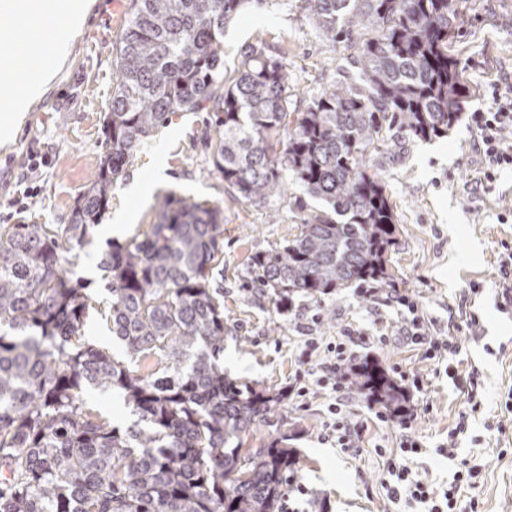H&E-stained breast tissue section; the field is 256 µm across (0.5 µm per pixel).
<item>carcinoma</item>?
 Masks as SVG:
<instances>
[{
	"mask_svg": "<svg viewBox=\"0 0 512 512\" xmlns=\"http://www.w3.org/2000/svg\"><path fill=\"white\" fill-rule=\"evenodd\" d=\"M249 2L133 0L105 152L70 223L0 225V512H284L298 464L289 435L243 449L252 427L284 421V394L242 386L220 362L224 291L209 274L221 205L163 197L148 232L108 243L97 268L117 356L83 342L94 305L64 253L92 243L134 149L170 114L209 109L212 172L240 197L283 190L284 170L305 194L298 234L254 254V287L285 311L383 284L398 227L371 156L392 128L444 136L470 90L451 53L455 0H304L327 37L356 46L357 70L290 111L286 64L259 44L222 88L224 24ZM344 373L406 418L408 395L378 359L352 358ZM88 387L119 391L135 419L113 425L83 400Z\"/></svg>",
	"mask_w": 512,
	"mask_h": 512,
	"instance_id": "obj_1",
	"label": "carcinoma"
}]
</instances>
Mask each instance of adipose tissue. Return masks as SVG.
I'll use <instances>...</instances> for the list:
<instances>
[{
    "label": "adipose tissue",
    "mask_w": 512,
    "mask_h": 512,
    "mask_svg": "<svg viewBox=\"0 0 512 512\" xmlns=\"http://www.w3.org/2000/svg\"><path fill=\"white\" fill-rule=\"evenodd\" d=\"M90 0H49V12L59 14L62 37L57 44L53 58L41 66V79L32 82L24 77L13 75V61L0 60V71L9 73V81L0 83V105L6 106V116L0 117V143H8L15 127L25 112L43 95L45 87L53 81L61 62L67 57L69 41L81 30Z\"/></svg>",
    "instance_id": "obj_1"
}]
</instances>
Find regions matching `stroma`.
<instances>
[{
    "label": "stroma",
    "mask_w": 512,
    "mask_h": 512,
    "mask_svg": "<svg viewBox=\"0 0 512 512\" xmlns=\"http://www.w3.org/2000/svg\"><path fill=\"white\" fill-rule=\"evenodd\" d=\"M131 15L132 0H94L67 62L11 144L0 146V225L69 223L104 152L115 45ZM256 44L282 58L290 107L297 111L336 84L354 53L349 43L322 35L304 0H264L246 6L224 29L225 82L237 78L245 49ZM453 50L473 91L461 106L463 118L447 136L432 140L390 131L386 148L371 164L386 186L399 228L388 253L390 283L418 303L432 335L454 338L457 354L424 359L422 348L402 334L407 309L370 308L356 288L318 301L296 299L286 312L259 293L249 278V259L297 234L301 214L294 199L300 190L292 185L287 194L257 203L238 198L212 171L209 112L173 113L133 151L92 245L68 255L73 277L88 279L89 294L102 300L98 254L107 241L122 243L149 231L157 221L158 199L172 194L222 205L223 252L212 277L224 289V371L238 383L287 393L281 429L253 428L244 445L261 448L276 432L291 434L290 445L300 453L299 487L289 499L294 512H311L315 499L325 502V512H390L388 459L407 435L423 444L408 465L432 488L451 481L461 460H473L481 472L465 497L477 500L479 512H512V313L502 310L497 289L501 244L512 242V168L502 167L494 182L482 184L484 161L466 118L494 109V86H512V0H460ZM34 146L49 164L36 181V195L17 206L13 200L25 188ZM136 181L149 184L146 195L130 194ZM474 285L479 293H471ZM470 314L480 319L475 336L464 323ZM353 330L366 333V340L347 341ZM309 331L325 343H346L354 357L378 359L394 380L423 375L424 390L409 393L407 427L377 420V406L354 393L346 416L367 424L360 452H345L328 440L329 391L313 386L303 397L291 391L303 368ZM473 399L481 404L475 412ZM460 422L465 430L457 433L451 460L441 449Z\"/></svg>",
    "instance_id": "stroma-1"
}]
</instances>
